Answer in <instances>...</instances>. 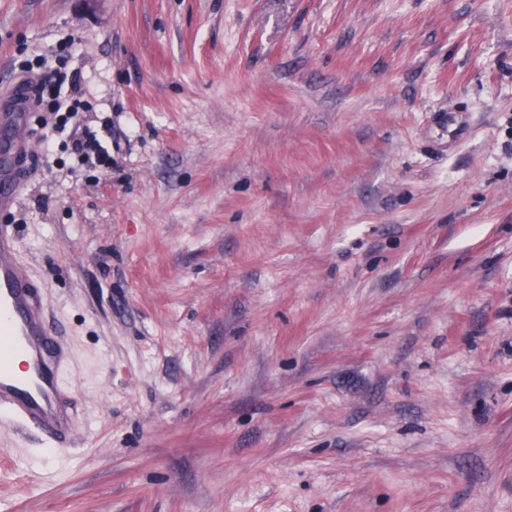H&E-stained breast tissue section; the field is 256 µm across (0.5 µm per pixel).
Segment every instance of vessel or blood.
<instances>
[{"mask_svg": "<svg viewBox=\"0 0 512 512\" xmlns=\"http://www.w3.org/2000/svg\"><path fill=\"white\" fill-rule=\"evenodd\" d=\"M0 210L17 201L21 165L31 154L28 115L1 112ZM46 302L19 260L9 225H0V414L52 445L74 433L68 353L46 323Z\"/></svg>", "mask_w": 512, "mask_h": 512, "instance_id": "vessel-or-blood-1", "label": "vessel or blood"}]
</instances>
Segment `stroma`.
Segmentation results:
<instances>
[{
  "mask_svg": "<svg viewBox=\"0 0 512 512\" xmlns=\"http://www.w3.org/2000/svg\"><path fill=\"white\" fill-rule=\"evenodd\" d=\"M41 56L79 416L0 417V512H512V0H0V112ZM73 154L78 163L84 164L94 158L96 162L106 164L107 153L102 142L94 134L87 135L73 145Z\"/></svg>",
  "mask_w": 512,
  "mask_h": 512,
  "instance_id": "obj_1",
  "label": "stroma"
}]
</instances>
